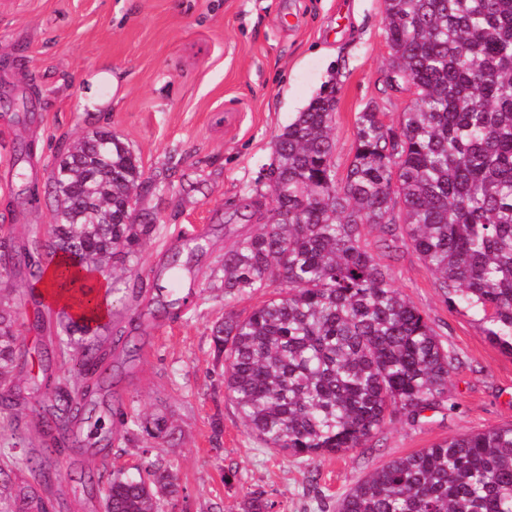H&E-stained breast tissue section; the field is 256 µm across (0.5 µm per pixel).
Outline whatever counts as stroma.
<instances>
[{
  "instance_id": "stroma-1",
  "label": "stroma",
  "mask_w": 512,
  "mask_h": 512,
  "mask_svg": "<svg viewBox=\"0 0 512 512\" xmlns=\"http://www.w3.org/2000/svg\"><path fill=\"white\" fill-rule=\"evenodd\" d=\"M384 0H0V237L7 254L46 239L56 203L51 172L81 136L108 130L162 180L140 210L156 216L135 261L113 276L115 292L100 336L117 338L103 367L96 410L60 426L52 484L39 487L53 512H100L113 470L162 455L180 488L162 512H244L247 494L273 512H336L358 480L386 462L444 439L512 426V356L482 336L472 317L449 307L436 275L409 246L381 257L402 294L429 319L458 359L448 407L412 424L397 416L365 447L313 461L264 447L224 393V361L211 341L227 314L246 317L264 297L228 301L224 254L259 227L238 212L272 158L275 136L324 85L336 86L333 116L338 172L355 148L356 116L377 106L394 125L414 102L387 79ZM104 108L83 99L91 79ZM180 251L192 279L169 292L161 270ZM24 269L0 278V305L20 322L13 381L27 404L0 408L8 424L34 427L67 367H42L45 307ZM166 418V440L120 414ZM223 434L214 438L213 424Z\"/></svg>"
}]
</instances>
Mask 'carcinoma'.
<instances>
[{"instance_id": "obj_1", "label": "carcinoma", "mask_w": 512, "mask_h": 512, "mask_svg": "<svg viewBox=\"0 0 512 512\" xmlns=\"http://www.w3.org/2000/svg\"><path fill=\"white\" fill-rule=\"evenodd\" d=\"M388 73L415 95L399 124L367 106L358 113L346 174L333 161L336 86L317 94L275 136L257 193L242 199L262 227L224 253V298L272 297L245 318L212 329L224 355V391L249 432L292 456L343 454L366 445L386 421L416 422L448 402L454 358L427 317L396 288L363 239L404 244L431 267L453 307L471 314L485 339L512 356V0H385ZM56 202L48 230L72 270L104 272L133 261L155 230L136 203L156 188L130 146L108 131L74 141L50 177ZM27 276L47 266L32 241L20 254ZM71 363L35 432L14 424L8 447L42 448L27 458L49 481L54 435L90 396L103 342L72 349L48 336ZM16 318L0 308V384H12ZM178 477L158 457L108 481L110 512H159ZM0 512H50L22 487ZM336 512H512V426L458 435L375 468L336 503Z\"/></svg>"}]
</instances>
